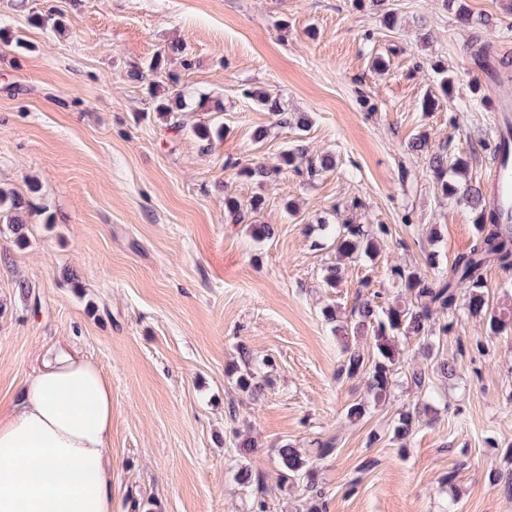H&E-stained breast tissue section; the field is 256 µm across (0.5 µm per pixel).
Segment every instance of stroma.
Wrapping results in <instances>:
<instances>
[{"mask_svg": "<svg viewBox=\"0 0 512 512\" xmlns=\"http://www.w3.org/2000/svg\"><path fill=\"white\" fill-rule=\"evenodd\" d=\"M390 2L391 30L372 0H0V187L34 205L19 235L0 216V413L53 351L97 364L112 385V512H251L261 486L270 512H306L301 491L279 489L285 444L313 461L323 512H512L487 478L512 447V324L478 353L465 340L482 326L458 305L428 364L436 399L403 446L392 428L410 389L375 404L362 378L337 375L343 341L325 307L347 321L367 291L400 295L391 266L433 252L445 264L472 244L470 213L407 146L426 136L487 181L494 111L474 92L470 46L512 60L506 0H465L470 25L442 0ZM48 14L61 29L36 24ZM176 41L185 54L169 53ZM158 56L157 81L175 72L190 104L204 94L223 111L190 107L168 128L126 78ZM249 89L308 113L309 128L277 124ZM199 122L224 128L206 151ZM299 140L335 169L245 175ZM255 195L262 212L230 223L225 197ZM323 220L389 227L380 257L346 265L336 288ZM256 222L272 238L255 239ZM247 362L267 381L257 399L236 386ZM360 401L366 415L348 420ZM241 434L258 448L255 487L235 479Z\"/></svg>", "mask_w": 512, "mask_h": 512, "instance_id": "1", "label": "stroma"}]
</instances>
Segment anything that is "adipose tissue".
<instances>
[{
    "label": "adipose tissue",
    "instance_id": "obj_1",
    "mask_svg": "<svg viewBox=\"0 0 512 512\" xmlns=\"http://www.w3.org/2000/svg\"><path fill=\"white\" fill-rule=\"evenodd\" d=\"M112 386L84 356L42 361L0 416V512H112Z\"/></svg>",
    "mask_w": 512,
    "mask_h": 512
}]
</instances>
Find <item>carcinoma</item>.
I'll use <instances>...</instances> for the list:
<instances>
[{
	"mask_svg": "<svg viewBox=\"0 0 512 512\" xmlns=\"http://www.w3.org/2000/svg\"><path fill=\"white\" fill-rule=\"evenodd\" d=\"M473 57L495 83V95L512 90V76L509 67L512 65L501 60L494 65L490 62L489 46L480 45L474 50ZM149 91L155 100V111L169 123L170 128L181 127L179 113L185 111L187 103L178 80L171 79L166 92L159 95L154 87ZM258 104L278 117L284 125L295 123L300 130H305L311 123L310 118L302 114L294 116L286 111L276 97L267 92L254 94ZM195 136L203 143L202 150L209 149L215 136L222 129H213L207 124L194 127ZM307 163L306 171L311 177L335 167V159L324 154L316 159L307 157L306 148L294 145L282 152L280 167L300 171V164ZM469 168L468 157L457 154L453 158L441 153H433L428 158L427 169L436 179L440 194L451 201L463 205L472 215L476 235L470 248L455 256L450 268L439 267L438 257L429 255V270L420 272L404 266L391 268L393 280L404 288L411 296V301L398 298L379 306L370 298L359 300L351 311L350 331L354 336L370 333L376 342V353L370 360H365L364 353L350 346L344 347L345 357L339 373L349 378L363 376L367 380L368 392L377 403L390 400L396 386L394 371L399 362V351L393 344L396 338L414 337L419 340L426 357L434 356V333L448 332V326L434 328L433 316L455 313L460 290L468 295L467 310L473 317L486 318V330L489 335H496L505 328V321L497 315H488L487 288L484 271L495 265L505 272L512 271V224L502 222L501 211L487 203L485 187L467 177ZM453 176H448V172ZM0 210L16 214L31 212L29 199L11 190L0 188ZM389 234L385 224L377 225V230L364 229L360 224H340L335 227L334 247L336 263L325 269L324 280L334 288L342 278L343 264L347 260L365 257L373 260L378 255V239ZM406 380L417 389L418 409L427 411L434 399L432 382L426 376V370L416 366L407 370ZM237 387L253 397L259 396L265 380L257 373L247 370L238 375ZM415 425V411L406 410L398 413L394 421L393 439L403 442L409 439ZM281 469L279 488L288 491L294 486L304 484L306 499L313 502L307 512H318L315 502L321 498L318 489L316 471L310 459L303 456L297 449L284 445L277 450Z\"/></svg>",
	"mask_w": 512,
	"mask_h": 512,
	"instance_id": "cac0c4a2",
	"label": "carcinoma"
}]
</instances>
